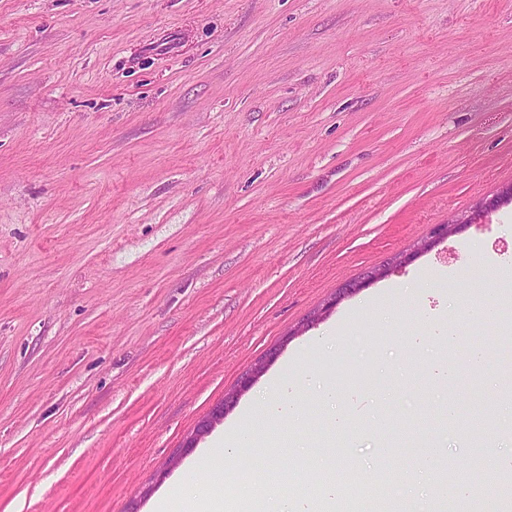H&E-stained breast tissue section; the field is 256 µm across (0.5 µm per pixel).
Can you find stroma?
Instances as JSON below:
<instances>
[{
	"label": "stroma",
	"instance_id": "35a3bbf8",
	"mask_svg": "<svg viewBox=\"0 0 512 512\" xmlns=\"http://www.w3.org/2000/svg\"><path fill=\"white\" fill-rule=\"evenodd\" d=\"M510 184L512 0H0V512H148L277 344L254 388L291 357L366 409L308 401L240 472L404 512L473 469L512 496V202L474 214ZM441 269L446 326L434 298L369 308ZM431 439L455 466L420 479ZM464 221L436 225L432 231V236L430 237V240L424 241L423 243L418 245L417 248L413 252L405 254L403 257H401L399 264L407 263L412 258L416 257L419 253H422V252L427 251L428 249H431L437 243H439L441 240L447 238L448 236L461 233L468 226H470V224H467L468 222H464ZM386 272L387 269H375L370 272H367V274L363 275V277H357L346 281L343 284L342 288H340L336 293V296L333 298L331 305H336L337 302L343 299L344 297L356 293L361 288L372 283L374 280L381 278ZM262 367H265L264 361L258 362L249 372H245L238 383V389L233 392L231 391L226 393L224 396V401L213 407L210 413L198 422L195 435L190 439L187 448L193 447L194 443L198 440L199 437H202L204 434L208 433L217 421H220L224 418V413L233 406L239 396L240 391L246 389L254 381Z\"/></svg>",
	"mask_w": 512,
	"mask_h": 512
}]
</instances>
